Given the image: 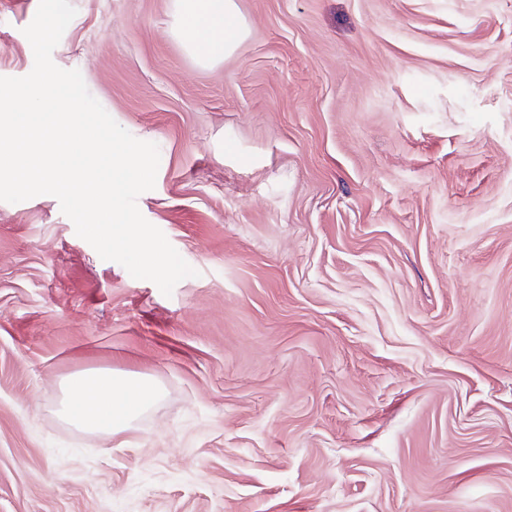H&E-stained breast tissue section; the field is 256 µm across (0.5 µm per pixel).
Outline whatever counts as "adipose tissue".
Segmentation results:
<instances>
[{
	"label": "adipose tissue",
	"instance_id": "obj_1",
	"mask_svg": "<svg viewBox=\"0 0 512 512\" xmlns=\"http://www.w3.org/2000/svg\"><path fill=\"white\" fill-rule=\"evenodd\" d=\"M176 6L180 33L202 62L232 54L247 36L235 0H176ZM62 391V416L108 437L128 430L163 395L150 378L110 369H92L66 379Z\"/></svg>",
	"mask_w": 512,
	"mask_h": 512
}]
</instances>
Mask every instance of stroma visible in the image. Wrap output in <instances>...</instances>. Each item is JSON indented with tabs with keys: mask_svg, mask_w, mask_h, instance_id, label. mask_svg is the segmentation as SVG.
<instances>
[{
	"mask_svg": "<svg viewBox=\"0 0 512 512\" xmlns=\"http://www.w3.org/2000/svg\"><path fill=\"white\" fill-rule=\"evenodd\" d=\"M70 2L52 60L158 146L137 205L196 274L0 201V512H512V0H236L210 65L175 0ZM92 368L163 396L78 428ZM61 387L62 416L109 438L128 430L163 395L150 378L112 369L87 370L66 379Z\"/></svg>",
	"mask_w": 512,
	"mask_h": 512,
	"instance_id": "35a3bbf8",
	"label": "stroma"
}]
</instances>
